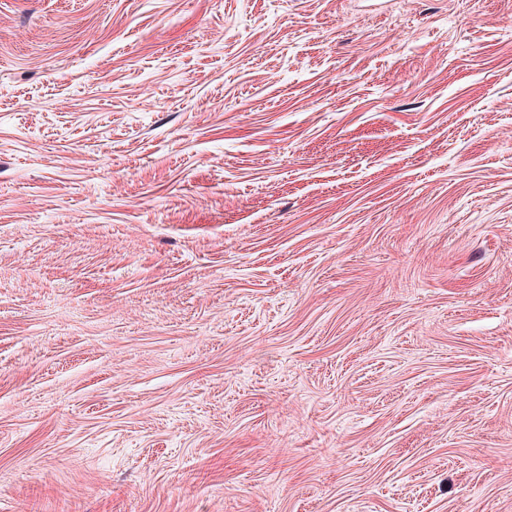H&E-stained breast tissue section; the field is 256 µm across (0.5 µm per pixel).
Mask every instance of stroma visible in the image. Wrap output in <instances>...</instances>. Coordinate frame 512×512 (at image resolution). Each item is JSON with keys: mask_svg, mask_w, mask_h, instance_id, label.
<instances>
[{"mask_svg": "<svg viewBox=\"0 0 512 512\" xmlns=\"http://www.w3.org/2000/svg\"><path fill=\"white\" fill-rule=\"evenodd\" d=\"M0 512H512V0H0Z\"/></svg>", "mask_w": 512, "mask_h": 512, "instance_id": "1", "label": "stroma"}]
</instances>
